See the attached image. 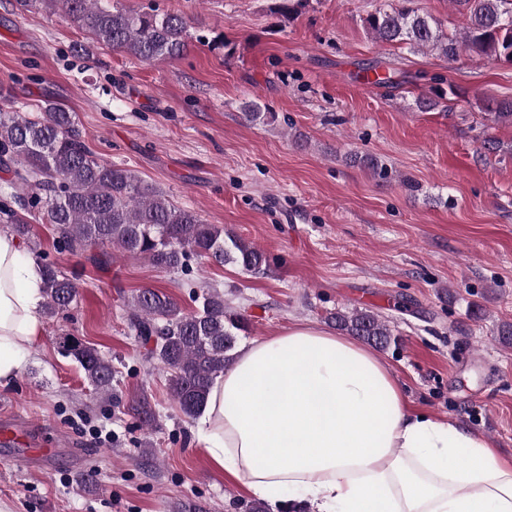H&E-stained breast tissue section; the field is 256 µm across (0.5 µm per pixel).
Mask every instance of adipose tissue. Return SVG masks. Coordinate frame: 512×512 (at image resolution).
Segmentation results:
<instances>
[{"mask_svg": "<svg viewBox=\"0 0 512 512\" xmlns=\"http://www.w3.org/2000/svg\"><path fill=\"white\" fill-rule=\"evenodd\" d=\"M0 232V387L42 327L40 279ZM199 441L212 465L277 502L300 489L311 512H512V464L479 434L408 409L371 349L297 324L242 347L214 379Z\"/></svg>", "mask_w": 512, "mask_h": 512, "instance_id": "obj_1", "label": "adipose tissue"}]
</instances>
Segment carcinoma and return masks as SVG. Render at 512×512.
I'll return each instance as SVG.
<instances>
[{"instance_id": "carcinoma-1", "label": "carcinoma", "mask_w": 512, "mask_h": 512, "mask_svg": "<svg viewBox=\"0 0 512 512\" xmlns=\"http://www.w3.org/2000/svg\"><path fill=\"white\" fill-rule=\"evenodd\" d=\"M40 1L62 5L71 21L94 42L145 63L174 59L186 51L187 19L179 14L131 12L102 6L99 0H18L23 8ZM466 10L463 42L445 34L436 20L411 7L412 0H388L367 18L380 42L430 48L454 59L461 49L512 61V0H455ZM495 120L512 124V100L487 105ZM0 169L13 174L9 196L26 212L22 216L3 202L12 232H29L25 216L57 227L64 250L104 267L108 248L148 259L174 271L190 257L233 264L252 275L268 266L267 256L253 244L181 208L145 183L131 169L95 158L84 144L75 114L49 104L35 113L0 109ZM44 311H67L78 296L76 278L59 267L37 263ZM197 310L186 313L170 295L152 288L136 293L126 305L130 331L145 345L166 379L176 409L193 418L205 408L214 378L234 362L239 333L247 317L224 302V294L208 290ZM328 322L346 336L384 347L391 341L388 321L368 309L338 310ZM60 346L83 370L97 394L112 388V363L97 348L66 331Z\"/></svg>"}]
</instances>
